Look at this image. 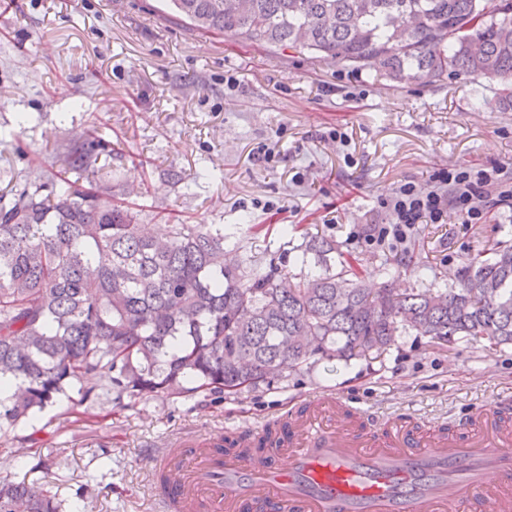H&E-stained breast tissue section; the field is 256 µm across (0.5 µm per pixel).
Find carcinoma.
<instances>
[{
	"mask_svg": "<svg viewBox=\"0 0 512 512\" xmlns=\"http://www.w3.org/2000/svg\"><path fill=\"white\" fill-rule=\"evenodd\" d=\"M190 28L232 33L269 49L306 50L396 84L460 75L497 86L512 110V0H170ZM112 148L95 130L63 153L65 172L0 195V438L56 405L97 397L94 373L123 397L229 394L285 369L383 352L401 331L439 345H512V248L470 257L458 285H363L364 258L330 263L336 243L312 236L288 276L254 260L224 261L222 224H169L143 233L112 190L82 181ZM389 279L409 267L373 257ZM0 512H62L45 481H0Z\"/></svg>",
	"mask_w": 512,
	"mask_h": 512,
	"instance_id": "1",
	"label": "carcinoma"
}]
</instances>
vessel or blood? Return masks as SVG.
Returning <instances> with one entry per match:
<instances>
[{
	"label": "vessel or blood",
	"instance_id": "obj_1",
	"mask_svg": "<svg viewBox=\"0 0 512 512\" xmlns=\"http://www.w3.org/2000/svg\"><path fill=\"white\" fill-rule=\"evenodd\" d=\"M149 462L161 512H512V401L446 432L317 394L272 425L189 436Z\"/></svg>",
	"mask_w": 512,
	"mask_h": 512
}]
</instances>
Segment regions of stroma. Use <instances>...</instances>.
<instances>
[{
	"label": "stroma",
	"mask_w": 512,
	"mask_h": 512,
	"mask_svg": "<svg viewBox=\"0 0 512 512\" xmlns=\"http://www.w3.org/2000/svg\"><path fill=\"white\" fill-rule=\"evenodd\" d=\"M493 86L461 76L399 87L291 49L194 31L169 0H10L0 5V193L59 171L64 149L97 128L112 146L98 181L153 227L220 224L241 258L299 272L303 236L364 254L355 226L385 224L401 184L482 168L512 182V111ZM512 245V209L474 224L449 209L406 242L416 288L454 286L467 259ZM331 389L373 416L460 420L512 399V346L441 348L410 332L381 355L321 361L238 395L201 392L117 403L60 402L0 441V479H43L65 512H158L147 454L194 433L257 426Z\"/></svg>",
	"instance_id": "stroma-1"
}]
</instances>
